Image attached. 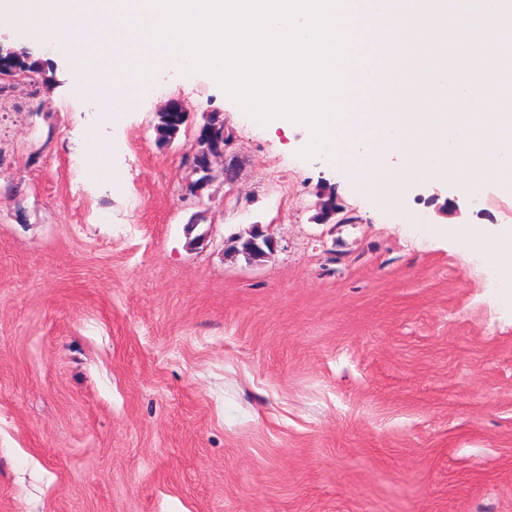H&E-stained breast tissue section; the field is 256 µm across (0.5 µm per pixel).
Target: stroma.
I'll list each match as a JSON object with an SVG mask.
<instances>
[{"mask_svg":"<svg viewBox=\"0 0 512 512\" xmlns=\"http://www.w3.org/2000/svg\"><path fill=\"white\" fill-rule=\"evenodd\" d=\"M36 51L0 97V512H512V288L428 230L512 225V195L380 205L202 73L92 125L69 53ZM213 115L238 169L193 196ZM90 128L116 183L78 166ZM330 197L350 223H318Z\"/></svg>","mask_w":512,"mask_h":512,"instance_id":"35a3bbf8","label":"stroma"}]
</instances>
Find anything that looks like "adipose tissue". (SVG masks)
<instances>
[{"label": "adipose tissue", "mask_w": 512, "mask_h": 512, "mask_svg": "<svg viewBox=\"0 0 512 512\" xmlns=\"http://www.w3.org/2000/svg\"><path fill=\"white\" fill-rule=\"evenodd\" d=\"M430 233L447 237L466 250L481 253L496 268L504 287L512 288V225L487 227L484 224H435Z\"/></svg>", "instance_id": "1"}]
</instances>
